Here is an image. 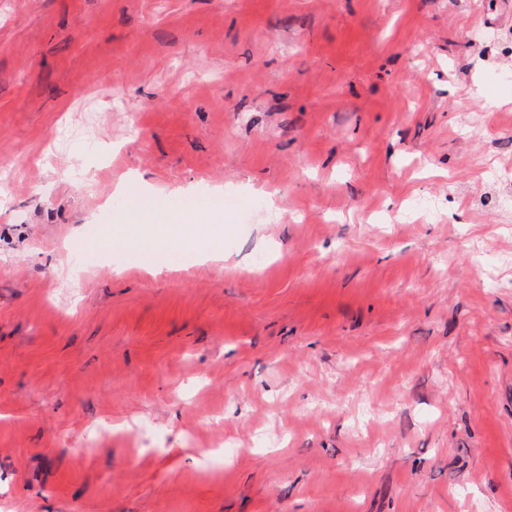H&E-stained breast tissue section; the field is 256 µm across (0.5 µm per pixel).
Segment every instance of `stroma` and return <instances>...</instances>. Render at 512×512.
I'll return each mask as SVG.
<instances>
[{
    "instance_id": "obj_1",
    "label": "stroma",
    "mask_w": 512,
    "mask_h": 512,
    "mask_svg": "<svg viewBox=\"0 0 512 512\" xmlns=\"http://www.w3.org/2000/svg\"><path fill=\"white\" fill-rule=\"evenodd\" d=\"M509 65L512 0H0V512H512ZM218 188L222 262L112 233Z\"/></svg>"
}]
</instances>
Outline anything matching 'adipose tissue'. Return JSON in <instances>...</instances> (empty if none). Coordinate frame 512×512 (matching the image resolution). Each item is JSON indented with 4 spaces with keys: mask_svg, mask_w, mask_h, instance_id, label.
Instances as JSON below:
<instances>
[{
    "mask_svg": "<svg viewBox=\"0 0 512 512\" xmlns=\"http://www.w3.org/2000/svg\"><path fill=\"white\" fill-rule=\"evenodd\" d=\"M224 212L223 194H214L199 200L196 209L178 214L173 224H147L138 231L127 234L126 240L133 246L151 242L154 250L171 256L203 253L220 260L224 254L217 246L224 228L217 219Z\"/></svg>",
    "mask_w": 512,
    "mask_h": 512,
    "instance_id": "1",
    "label": "adipose tissue"
}]
</instances>
